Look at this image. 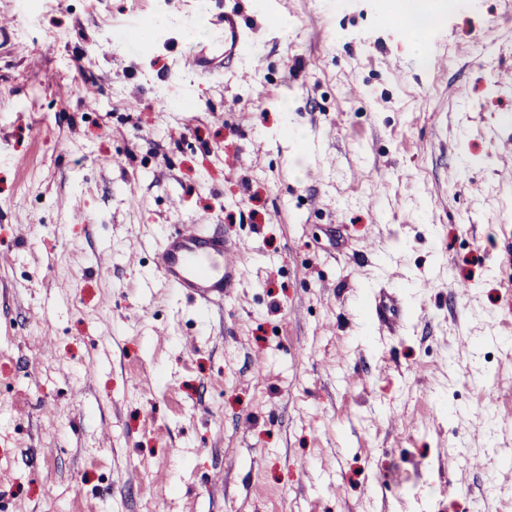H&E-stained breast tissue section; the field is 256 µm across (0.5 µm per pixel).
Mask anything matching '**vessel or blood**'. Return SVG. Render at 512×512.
I'll use <instances>...</instances> for the list:
<instances>
[{"mask_svg":"<svg viewBox=\"0 0 512 512\" xmlns=\"http://www.w3.org/2000/svg\"><path fill=\"white\" fill-rule=\"evenodd\" d=\"M148 30V22L136 18L125 25L129 41L139 51L151 45ZM247 44L241 16L237 11H228L224 14L223 33L213 34L211 45L190 53L188 60L197 68L212 58L230 63L244 54ZM244 259L240 248L222 235L207 232L202 224L178 225L155 246V267L163 284L203 305L222 302L232 292ZM374 307L380 326L392 332L403 328L405 314L396 296L379 295Z\"/></svg>","mask_w":512,"mask_h":512,"instance_id":"obj_1","label":"vessel or blood"}]
</instances>
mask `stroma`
<instances>
[{
	"instance_id": "obj_1",
	"label": "stroma",
	"mask_w": 512,
	"mask_h": 512,
	"mask_svg": "<svg viewBox=\"0 0 512 512\" xmlns=\"http://www.w3.org/2000/svg\"><path fill=\"white\" fill-rule=\"evenodd\" d=\"M420 2L438 69L397 0H0V512H512V0ZM190 222L246 254L206 313L155 270ZM212 46H204L198 52L192 51L188 60L195 68L205 67L213 59H224V65L244 54L248 44L244 22L235 10L224 12V38L218 32L212 35ZM212 57V59L209 58ZM124 27L125 32L132 46L137 51H146L151 46V40L148 35L149 23L140 21L138 18L128 21ZM375 312L380 326L397 332L405 323L404 310L396 296L382 294L375 298Z\"/></svg>"
}]
</instances>
